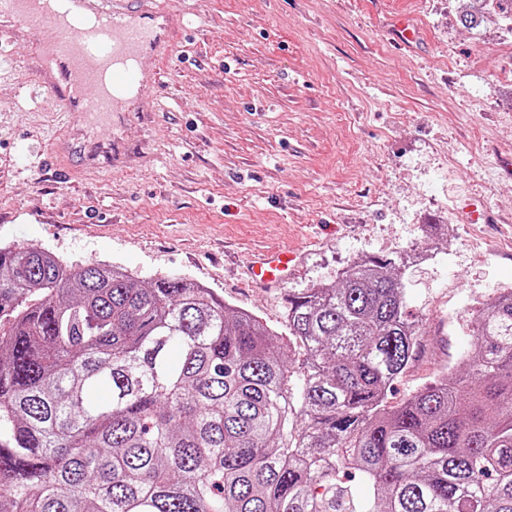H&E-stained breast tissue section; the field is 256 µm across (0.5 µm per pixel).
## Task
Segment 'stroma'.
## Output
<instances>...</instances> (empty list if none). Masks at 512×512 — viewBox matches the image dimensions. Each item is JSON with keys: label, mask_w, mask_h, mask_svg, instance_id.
I'll return each instance as SVG.
<instances>
[{"label": "stroma", "mask_w": 512, "mask_h": 512, "mask_svg": "<svg viewBox=\"0 0 512 512\" xmlns=\"http://www.w3.org/2000/svg\"><path fill=\"white\" fill-rule=\"evenodd\" d=\"M189 28L157 61L161 104L113 132L144 157L63 178L48 153L80 127L30 96L31 29L0 63V245L42 247L140 280L180 276L286 333L290 292L335 284L358 258L410 249L403 277L422 332L396 404L472 349L473 312L512 287V21L478 31L462 0H178ZM411 16L408 46L395 25ZM467 201L484 214L467 223ZM440 225L437 236L424 227ZM294 250L279 288L253 283L261 252Z\"/></svg>", "instance_id": "1"}]
</instances>
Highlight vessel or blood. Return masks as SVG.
Masks as SVG:
<instances>
[{
	"label": "vessel or blood",
	"instance_id": "vessel-or-blood-1",
	"mask_svg": "<svg viewBox=\"0 0 512 512\" xmlns=\"http://www.w3.org/2000/svg\"><path fill=\"white\" fill-rule=\"evenodd\" d=\"M182 23V14L162 0H0V49L19 31L39 30V46L25 63L36 77L35 92L54 95L61 112L78 113L84 125L100 129L130 106L153 111L161 74L142 60L172 57V33ZM89 87L96 88L94 97L86 96ZM83 152L81 167L92 170L100 156L123 154L124 146L111 138L84 143ZM253 273L279 284L288 260L280 253L260 257Z\"/></svg>",
	"mask_w": 512,
	"mask_h": 512
}]
</instances>
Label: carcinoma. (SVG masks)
I'll return each instance as SVG.
<instances>
[{"label":"carcinoma","mask_w":512,"mask_h":512,"mask_svg":"<svg viewBox=\"0 0 512 512\" xmlns=\"http://www.w3.org/2000/svg\"><path fill=\"white\" fill-rule=\"evenodd\" d=\"M406 267L288 295L295 370L198 282L0 246V512H512V289L466 374L389 406L421 336Z\"/></svg>","instance_id":"1"}]
</instances>
